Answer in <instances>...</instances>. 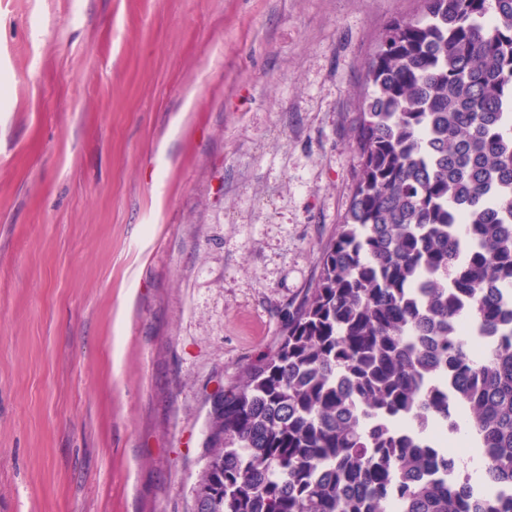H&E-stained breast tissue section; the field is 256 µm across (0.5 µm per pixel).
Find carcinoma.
Masks as SVG:
<instances>
[{"label": "carcinoma", "mask_w": 512, "mask_h": 512, "mask_svg": "<svg viewBox=\"0 0 512 512\" xmlns=\"http://www.w3.org/2000/svg\"><path fill=\"white\" fill-rule=\"evenodd\" d=\"M421 14L367 63L311 287L211 415L204 512H512V0ZM463 425L495 499L430 437Z\"/></svg>", "instance_id": "obj_1"}]
</instances>
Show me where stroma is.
I'll list each match as a JSON object with an SVG mask.
<instances>
[{
	"label": "stroma",
	"mask_w": 512,
	"mask_h": 512,
	"mask_svg": "<svg viewBox=\"0 0 512 512\" xmlns=\"http://www.w3.org/2000/svg\"><path fill=\"white\" fill-rule=\"evenodd\" d=\"M419 0H0V512H192L341 224Z\"/></svg>",
	"instance_id": "stroma-1"
}]
</instances>
